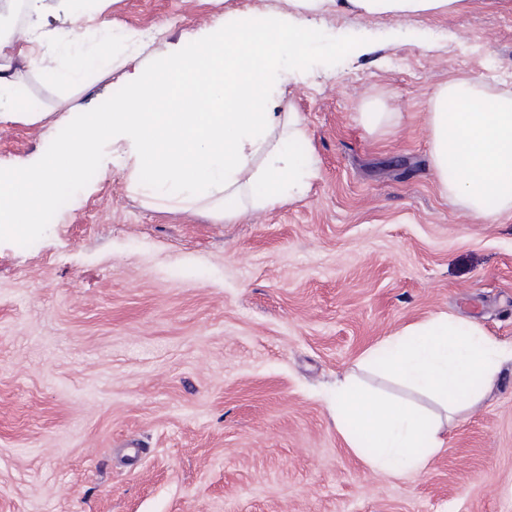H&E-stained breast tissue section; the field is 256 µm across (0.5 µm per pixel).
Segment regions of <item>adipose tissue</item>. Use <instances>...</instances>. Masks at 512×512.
I'll use <instances>...</instances> for the list:
<instances>
[{"instance_id": "adipose-tissue-1", "label": "adipose tissue", "mask_w": 512, "mask_h": 512, "mask_svg": "<svg viewBox=\"0 0 512 512\" xmlns=\"http://www.w3.org/2000/svg\"><path fill=\"white\" fill-rule=\"evenodd\" d=\"M345 2L364 15L430 16L455 0H293L298 14L219 18L165 43L123 75L124 93L110 110L74 106L51 151L0 169V237L34 231L45 212L85 173H126L160 208L213 210L233 224L305 194L316 176L302 118L281 111L289 73L306 44L319 40L307 13ZM98 43L50 28L45 0H26L25 32L0 40V122L33 123L43 115L24 103L14 63L38 60L61 86L85 83L110 65L113 43L99 23ZM430 154L437 181L473 224L512 216V93L492 94L478 79H452L428 103ZM385 369L436 398L434 414L382 398L344 378L332 416L337 431L371 470H423L444 446L456 415L478 404L512 349L475 322L438 315L406 327L382 344Z\"/></svg>"}]
</instances>
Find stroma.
<instances>
[{
	"label": "stroma",
	"mask_w": 512,
	"mask_h": 512,
	"mask_svg": "<svg viewBox=\"0 0 512 512\" xmlns=\"http://www.w3.org/2000/svg\"><path fill=\"white\" fill-rule=\"evenodd\" d=\"M288 0H110L116 34L164 41ZM286 106L318 175L227 224L152 206L109 169L57 221L0 238V512H512V361L419 472H372L337 432L336 382L403 388L364 355L448 313L512 347V217L468 223L434 175L427 103L451 78L512 92V0L432 17L311 13ZM23 71L37 123H0V168L68 107L122 92ZM399 109L366 128L365 112Z\"/></svg>",
	"instance_id": "1"
}]
</instances>
